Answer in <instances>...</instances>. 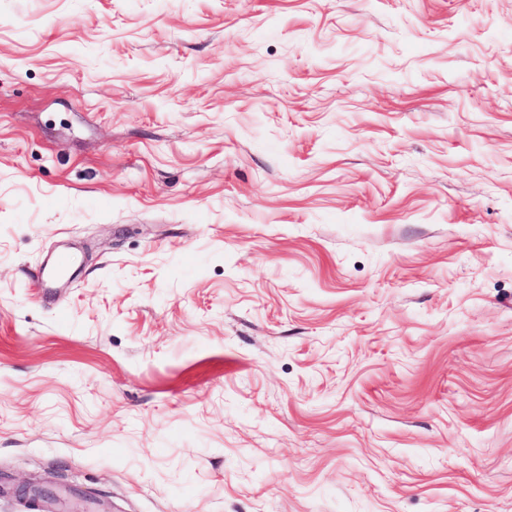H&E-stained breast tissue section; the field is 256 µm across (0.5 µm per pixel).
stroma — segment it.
Listing matches in <instances>:
<instances>
[{"mask_svg":"<svg viewBox=\"0 0 512 512\" xmlns=\"http://www.w3.org/2000/svg\"><path fill=\"white\" fill-rule=\"evenodd\" d=\"M0 472L512 512V0H0Z\"/></svg>","mask_w":512,"mask_h":512,"instance_id":"35a3bbf8","label":"stroma"}]
</instances>
